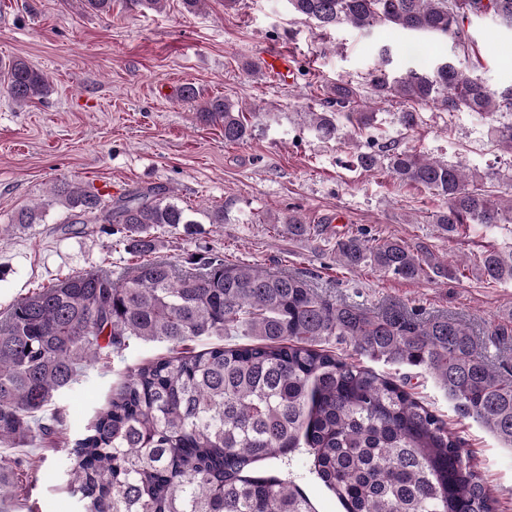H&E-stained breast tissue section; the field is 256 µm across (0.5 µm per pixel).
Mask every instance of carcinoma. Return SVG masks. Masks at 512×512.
<instances>
[{"instance_id":"cac0c4a2","label":"carcinoma","mask_w":512,"mask_h":512,"mask_svg":"<svg viewBox=\"0 0 512 512\" xmlns=\"http://www.w3.org/2000/svg\"><path fill=\"white\" fill-rule=\"evenodd\" d=\"M291 11L317 28L379 25L425 32L469 49L465 20L492 10L512 27V0H288ZM3 87L17 104L48 93L45 76L23 59L0 65ZM374 97L436 105L449 112H512V87L493 90L446 62L401 77L386 69L369 80ZM359 89L329 88L322 110L310 113L324 138L340 135L335 113L371 127L358 108ZM201 119L224 124V142L251 135L231 101L215 97ZM367 171L384 167L395 179L424 187L448 205L434 215L448 239L472 224L512 223V196L497 202L484 177L373 137L357 154ZM53 198L68 224H121L127 250H155L151 231L196 221L160 186L135 188L117 199L62 182ZM44 221L40 206L18 213L16 226ZM288 235L312 227L283 215ZM350 270L373 267L419 280L432 272L450 280L461 264L430 263L403 241L366 231L336 240ZM489 283L512 282V250L485 247L476 262ZM203 336L219 342L200 351L159 358L129 370L107 406L76 443L69 471L84 512H312L290 478L246 475L249 465L313 457L317 478L346 512H499L498 499L462 455L448 423L405 386L336 353L347 346L386 364L428 371L454 410L512 445V365L488 361L487 349L507 343L512 319L475 338L460 319L414 308L379 311L319 293L288 273L232 264L221 254L179 269L155 258L122 271L66 274L39 286L0 316V443L15 445L63 430L48 407L103 356L119 357L135 341L173 347ZM16 461L0 457V498L13 488Z\"/></svg>"}]
</instances>
